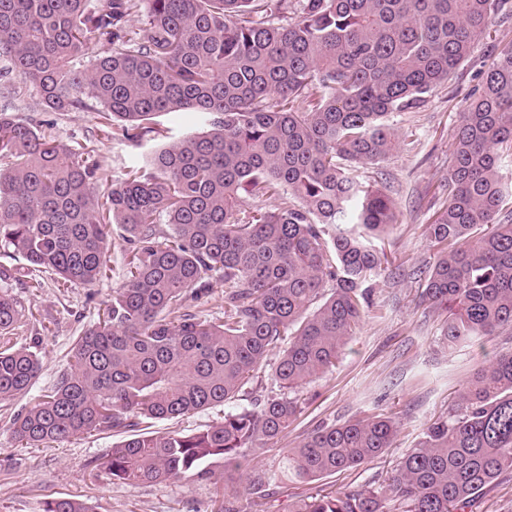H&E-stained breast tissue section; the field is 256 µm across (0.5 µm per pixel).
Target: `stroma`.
Instances as JSON below:
<instances>
[{
    "instance_id": "35a3bbf8",
    "label": "stroma",
    "mask_w": 512,
    "mask_h": 512,
    "mask_svg": "<svg viewBox=\"0 0 512 512\" xmlns=\"http://www.w3.org/2000/svg\"><path fill=\"white\" fill-rule=\"evenodd\" d=\"M490 61V49H480L428 96L420 112L391 118L398 132L413 130L414 149L399 147L385 160L360 168L363 178L384 182L398 206V221L381 243L388 265L374 281L372 303L335 367L307 385L304 408L279 442L280 448H292L316 426L390 415L398 422L393 446L326 480L305 483L285 477L274 486L266 512H288L290 501L318 493L387 481L403 451L418 443L427 425L448 414L474 370L512 346V330H503L472 345L442 347L437 336L448 313L421 298V285L438 252L423 228L445 203L441 186L448 179L460 115ZM45 118L56 139L92 142L108 175L99 192H107L142 158L141 147L101 135L95 112H49ZM123 266L124 254L117 248L110 253L107 277L93 285L62 288L55 275L44 273L41 288L24 292L31 314L22 319L15 340L35 347L40 356L32 395L48 393L67 368L76 339L96 322L113 290L122 287ZM25 404L22 398L0 404V512H44L47 502L65 497L85 501L92 512H221L222 499L211 483L131 486L113 480L102 465L90 467V460L102 462L118 443L115 434L71 437L44 448L18 446L11 424Z\"/></svg>"
}]
</instances>
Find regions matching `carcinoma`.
<instances>
[{
	"label": "carcinoma",
	"mask_w": 512,
	"mask_h": 512,
	"mask_svg": "<svg viewBox=\"0 0 512 512\" xmlns=\"http://www.w3.org/2000/svg\"><path fill=\"white\" fill-rule=\"evenodd\" d=\"M512 0H0V93L33 88L35 112L97 108L100 131L141 142L165 113L208 130L156 147L101 194L89 140L61 142L0 112V403L29 394L36 351L11 342L25 306L12 287L106 275L108 229L129 245L124 285L78 337L52 391L14 415L38 448L80 434L125 438L105 461L131 484L211 482L224 512L256 508L287 475L315 482L392 447L390 416L318 426L270 451L300 414L305 385L335 366L397 223L395 200L358 168L386 158L392 114L418 111L493 39ZM138 18L142 27L131 26ZM92 67L79 69L94 44ZM512 43L497 49L451 144L447 204L424 227L440 248L422 299L458 307L439 344L512 328ZM271 207L245 209L247 200ZM24 260L18 264L16 260ZM224 279V314L187 310ZM279 394L247 406L261 373ZM224 407L194 433L164 420ZM512 470V348L480 366L456 404L404 452L384 484L302 499L289 512H466ZM44 512H90L61 498Z\"/></svg>",
	"instance_id": "cac0c4a2"
}]
</instances>
